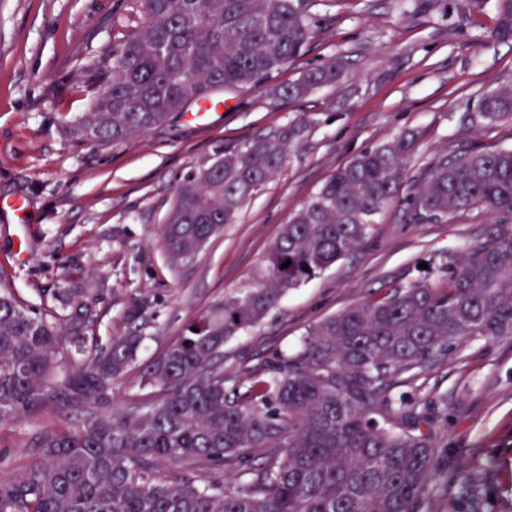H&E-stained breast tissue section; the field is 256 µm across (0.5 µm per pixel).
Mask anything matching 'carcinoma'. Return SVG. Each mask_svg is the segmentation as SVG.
I'll return each instance as SVG.
<instances>
[{"mask_svg": "<svg viewBox=\"0 0 512 512\" xmlns=\"http://www.w3.org/2000/svg\"><path fill=\"white\" fill-rule=\"evenodd\" d=\"M137 16L113 37L91 75L86 112L63 120L81 144L129 141L168 124L217 91L256 88L298 58L312 36L313 0H130ZM494 35L512 38V0H500ZM330 57L273 101L301 99L340 81ZM512 120V86L480 99L466 120ZM298 124L215 155L180 177L159 230L172 265L193 260L277 175ZM420 134L366 149L338 168L282 225L251 288L197 317L138 373L145 393L112 410V383L135 369L142 337L86 347L97 324L87 307L62 314L20 298L0 271V423L63 401L75 412L42 433L37 461L0 482V512H485L495 463L434 490L444 460L435 418L448 400L398 391L453 348L512 336V149L470 146L430 163L405 204L416 222L444 224L483 209L485 241L439 258L443 286L392 285L306 329L291 353L258 368H224V345L256 327L292 288L367 239L393 203ZM286 268L281 265L286 261ZM83 369L68 374L73 351ZM234 467L232 481L200 472Z\"/></svg>", "mask_w": 512, "mask_h": 512, "instance_id": "cac0c4a2", "label": "carcinoma"}]
</instances>
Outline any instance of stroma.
Returning <instances> with one entry per match:
<instances>
[{"label":"stroma","instance_id":"35a3bbf8","mask_svg":"<svg viewBox=\"0 0 512 512\" xmlns=\"http://www.w3.org/2000/svg\"><path fill=\"white\" fill-rule=\"evenodd\" d=\"M498 0H331L313 8V37L300 57L274 72L285 85L330 57L346 62L342 80L298 99L270 101L264 90L224 95L207 122L176 118L128 143L80 145L62 120L85 112L90 64L103 59L134 16L127 0H0V200L25 204L23 217L0 210V266L32 305L60 294L97 312L95 345L126 335L146 305L147 366L226 293L254 285L282 224L360 152L405 130L424 136L410 158L401 193L432 161L470 145L512 147V123L471 125L462 116L482 96L512 84V39L491 32ZM306 118L280 175L243 206L193 260L171 268L159 241L175 178ZM490 225L480 209L447 224L410 221L402 202L375 218L365 243L292 290L266 319L224 347V365L250 369L290 350L310 325L428 277L425 263L463 256ZM420 396L446 397L448 448L439 481L451 484L475 461L496 464L493 483L512 478V338L460 345L422 379ZM67 410L49 403L0 425V454L12 464L0 479L33 465L34 442L61 426Z\"/></svg>","mask_w":512,"mask_h":512}]
</instances>
